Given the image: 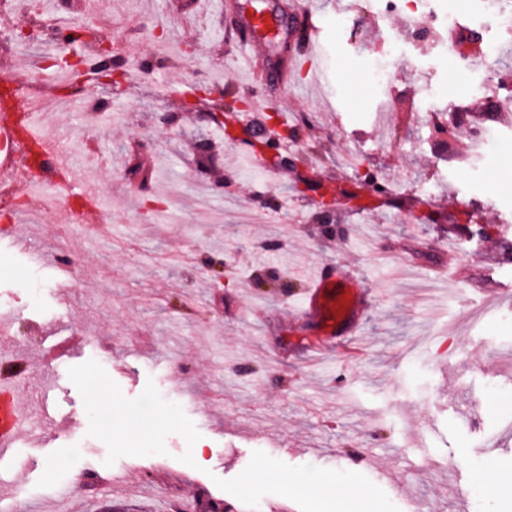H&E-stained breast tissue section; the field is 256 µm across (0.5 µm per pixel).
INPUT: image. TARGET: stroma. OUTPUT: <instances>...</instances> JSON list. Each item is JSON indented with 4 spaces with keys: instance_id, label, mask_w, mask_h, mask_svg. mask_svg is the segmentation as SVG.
Listing matches in <instances>:
<instances>
[{
    "instance_id": "stroma-1",
    "label": "stroma",
    "mask_w": 512,
    "mask_h": 512,
    "mask_svg": "<svg viewBox=\"0 0 512 512\" xmlns=\"http://www.w3.org/2000/svg\"><path fill=\"white\" fill-rule=\"evenodd\" d=\"M322 19L297 33L299 0H106L96 33L131 42L120 93L90 87V100L51 123L111 222L67 213L36 216L0 244V314L8 356L27 372L16 394L38 415L39 392L95 361L137 398L154 384L194 423L204 469L182 462L178 434L165 454L122 456L89 436L79 390L57 422L31 428L0 484V508L56 512H195L198 501L238 505L217 479L241 474L254 452L290 466L361 471L399 512L449 497L462 466L470 512H512V497L485 495L478 476L512 480V111H473L476 100L512 98V37L452 0L475 49L417 38L415 18L384 0H308ZM267 17L241 45L240 21ZM392 80L369 79L388 40ZM498 60L486 76L481 47ZM387 55V54H386ZM219 88L234 108L235 139L191 109L182 91ZM452 136L436 133L451 124ZM177 125L161 123L164 113ZM308 135L253 142L266 115ZM211 146L213 168L198 167ZM292 167L270 165L272 154ZM151 168L147 187L128 174ZM388 186L376 191V183ZM333 202L331 212L318 199ZM72 260L78 286L57 287ZM456 259L465 270L437 278ZM333 263L376 297L360 329L363 357L342 367L339 349L317 361L316 326L292 312L305 280ZM371 452L374 466L351 457ZM111 475V487L94 484Z\"/></svg>"
}]
</instances>
